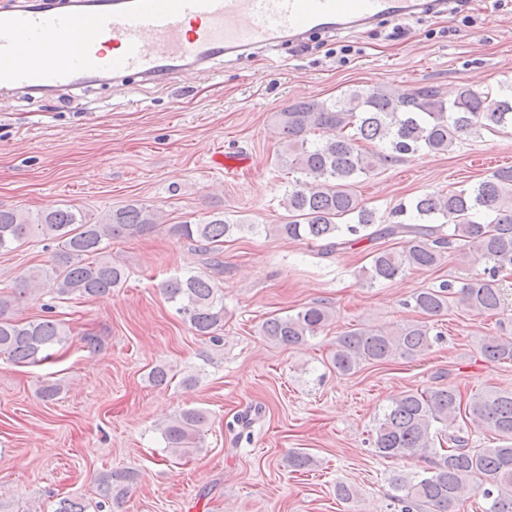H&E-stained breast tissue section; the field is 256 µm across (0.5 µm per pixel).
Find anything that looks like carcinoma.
<instances>
[{
    "mask_svg": "<svg viewBox=\"0 0 512 512\" xmlns=\"http://www.w3.org/2000/svg\"><path fill=\"white\" fill-rule=\"evenodd\" d=\"M283 151L278 162L302 175L285 189L283 223L271 231L294 240L321 243L330 254L357 240L400 238L402 249L375 248L361 277L373 284L395 279L408 269H432L446 250L474 252L484 261L485 277L455 289L443 281L414 293L407 305L435 317L456 304L477 314L504 308L499 276L512 270V166L496 170L469 189L424 193L398 204L393 221L375 228L373 210L361 205L354 192L357 179L373 175L406 155L450 150L464 135L495 134L512 127V84L476 91L457 89L453 98L434 85L395 94L383 87L353 89L334 102L310 99L275 113ZM327 134L310 140L316 131ZM158 210L133 202L95 220L74 208H56L35 215L0 210V251H10L30 238L54 243L50 268H32L16 279L12 292L0 296V355L15 364L36 365L53 356L51 350L67 341L63 325L54 319L13 317L22 299L50 290L56 298L98 296L112 292L126 279L123 267L107 254L110 241L141 236L159 226ZM448 226V233L431 228ZM255 225L236 224L211 216L199 224H175L170 230L207 251H217L229 238ZM163 291L191 330L220 342L224 328V296L214 279L172 276ZM332 320L322 305L300 308L293 314L273 315L261 333L279 345H298L319 335ZM427 325L409 323L391 330L356 328L336 339L330 365L351 375L364 364L415 359L430 350ZM482 355L493 362H512V340L489 336ZM207 415L186 408L160 427L165 447L187 454L197 448ZM497 434L489 448L469 446L468 424ZM375 453L383 458H421L430 467L411 476L392 479L399 512H454L468 489L481 493L483 512H512V391L489 389L462 401L448 386L403 391L391 398L376 422ZM135 475L115 471L101 475L102 500L97 512L119 508ZM80 498L60 499L54 512H88Z\"/></svg>",
    "mask_w": 512,
    "mask_h": 512,
    "instance_id": "cac0c4a2",
    "label": "carcinoma"
}]
</instances>
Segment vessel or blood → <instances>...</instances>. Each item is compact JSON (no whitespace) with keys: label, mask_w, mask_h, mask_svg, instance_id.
<instances>
[{"label":"vessel or blood","mask_w":512,"mask_h":512,"mask_svg":"<svg viewBox=\"0 0 512 512\" xmlns=\"http://www.w3.org/2000/svg\"><path fill=\"white\" fill-rule=\"evenodd\" d=\"M447 11L448 0H77L73 10L52 12L19 0L0 13V89H77L107 74L151 83L176 72L205 75L217 59L295 45L310 32L336 35ZM85 23L119 54L91 47L69 57L68 35Z\"/></svg>","instance_id":"vessel-or-blood-1"}]
</instances>
